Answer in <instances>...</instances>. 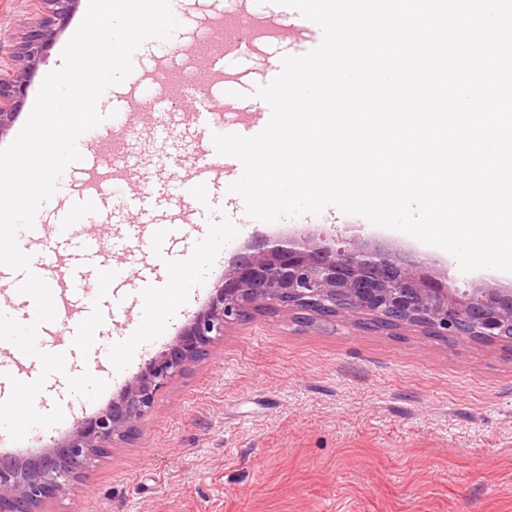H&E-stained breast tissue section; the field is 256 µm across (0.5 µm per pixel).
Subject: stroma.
<instances>
[{
    "mask_svg": "<svg viewBox=\"0 0 512 512\" xmlns=\"http://www.w3.org/2000/svg\"><path fill=\"white\" fill-rule=\"evenodd\" d=\"M87 7L80 0L0 148L22 129L45 76L61 67L62 50ZM244 12L282 23L293 10L273 0H175L179 26L172 36L138 49L148 72L163 68L164 81L147 79L135 90L114 85V93L135 92L139 115L132 131L106 129L99 151L118 143L144 163L159 155L169 167L183 168L198 143L183 112L182 80L194 83L202 111L224 106L225 75L194 71L190 56L225 57L215 22ZM318 40L301 31L263 37L246 55L225 57L238 109L265 108L257 87L272 81L283 55L306 54ZM158 124L167 127L165 138L152 137ZM203 223L223 225L222 250L200 263L186 260L198 246L188 238L178 244L171 281L154 289L152 304L127 301L116 315L107 302L98 314L111 337L139 332L145 352L100 357L88 368L83 357L67 361L68 374L90 369L106 380L105 391L91 401L64 383L44 387L42 410L61 405L64 418L32 428L23 446L41 451L105 408L201 309L253 237L285 238L308 228L331 239L357 233L382 244L391 238L332 205L268 223L247 216L238 198L229 207L214 205ZM83 228L99 239L105 261L124 267L130 287H141L146 269L113 250L111 223ZM401 243L409 256L428 261L435 278L450 274L457 292L483 282L512 284V274L461 271L443 249L414 237ZM41 512H512V342L455 341L414 327L368 332L344 319L301 324L281 314L228 325L211 354L159 394L138 436L106 449Z\"/></svg>",
    "mask_w": 512,
    "mask_h": 512,
    "instance_id": "1",
    "label": "stroma"
}]
</instances>
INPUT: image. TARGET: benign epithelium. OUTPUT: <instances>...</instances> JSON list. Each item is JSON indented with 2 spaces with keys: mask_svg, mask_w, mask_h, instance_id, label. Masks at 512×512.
<instances>
[{
  "mask_svg": "<svg viewBox=\"0 0 512 512\" xmlns=\"http://www.w3.org/2000/svg\"><path fill=\"white\" fill-rule=\"evenodd\" d=\"M78 0H35L10 63L0 65V138L27 98L47 51ZM283 313L297 322L372 321L394 331L410 321L455 340L499 339L512 329V288L477 286L459 296L437 287L393 246L372 247L358 234L335 247L299 230L286 240L259 237L224 270L206 304L168 348L149 359L108 406L77 422L61 440L25 460L0 456V512H37L66 491L117 441L135 437L160 392L224 338V328L255 314Z\"/></svg>",
  "mask_w": 512,
  "mask_h": 512,
  "instance_id": "7a95c632",
  "label": "benign epithelium"
}]
</instances>
